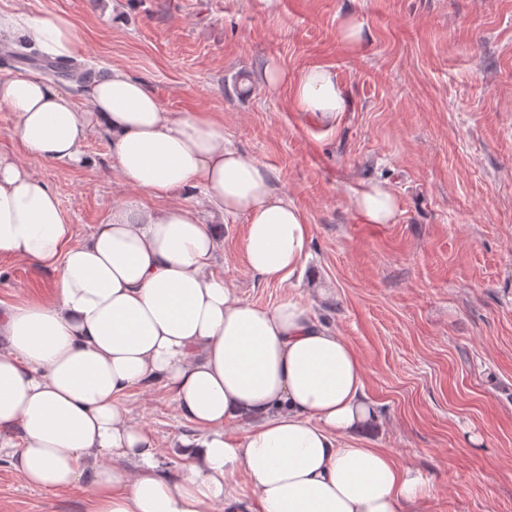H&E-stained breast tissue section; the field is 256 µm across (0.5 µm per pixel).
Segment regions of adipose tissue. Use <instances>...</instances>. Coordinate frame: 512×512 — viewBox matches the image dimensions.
<instances>
[{
  "label": "adipose tissue",
  "mask_w": 512,
  "mask_h": 512,
  "mask_svg": "<svg viewBox=\"0 0 512 512\" xmlns=\"http://www.w3.org/2000/svg\"><path fill=\"white\" fill-rule=\"evenodd\" d=\"M0 37L61 60L77 52L60 14H0ZM82 97L35 74L0 78V110L13 114L25 153L78 163L105 131L123 181L170 204L115 210L78 242L47 183L0 152V254L56 275L48 299L0 305V457L33 487L84 486L87 512H417L419 472L359 445L378 415L352 346L309 304L256 306L217 271L211 215L244 217L256 278L286 282L306 264L312 228L268 168L225 145L210 113L167 111L120 69ZM294 97L326 122L346 107L321 66L299 76ZM198 191L207 213L177 201ZM353 210L360 223L391 224L399 202L371 183ZM157 384L192 426L174 476L123 403ZM241 421L243 433L232 432ZM239 471L252 504L232 484Z\"/></svg>",
  "instance_id": "ef3b65f1"
}]
</instances>
